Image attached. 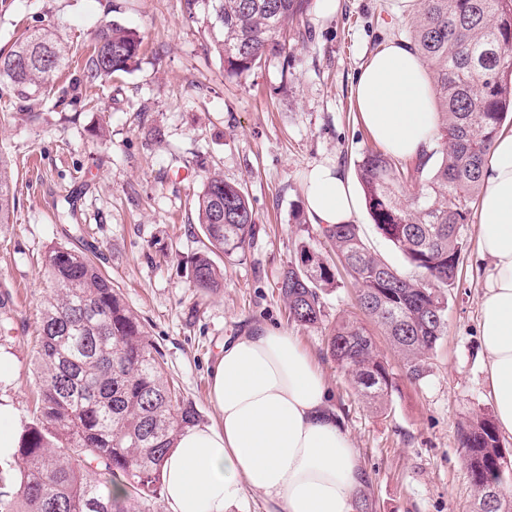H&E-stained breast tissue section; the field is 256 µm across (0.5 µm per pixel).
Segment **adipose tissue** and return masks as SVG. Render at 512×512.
I'll return each mask as SVG.
<instances>
[{"label":"adipose tissue","instance_id":"adipose-tissue-1","mask_svg":"<svg viewBox=\"0 0 512 512\" xmlns=\"http://www.w3.org/2000/svg\"><path fill=\"white\" fill-rule=\"evenodd\" d=\"M353 94L380 147L402 159L430 148L434 88L405 42L373 53ZM482 179L478 250L489 270L480 336L497 423L512 436V132L498 134ZM304 190L314 224L355 220L356 190L336 164L311 167ZM209 398L216 423L183 429L164 460L165 512H230L248 489L278 512H355L366 479L359 450L295 337L264 328L225 340Z\"/></svg>","mask_w":512,"mask_h":512}]
</instances>
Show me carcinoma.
I'll list each match as a JSON object with an SVG mask.
<instances>
[{"label": "carcinoma", "instance_id": "obj_1", "mask_svg": "<svg viewBox=\"0 0 512 512\" xmlns=\"http://www.w3.org/2000/svg\"><path fill=\"white\" fill-rule=\"evenodd\" d=\"M310 0H186L201 7L213 47L228 76L250 73L282 56L288 25ZM432 78L437 136L429 155L398 159L368 149L356 162L365 204L377 232L403 256L407 275L372 252L356 224L321 230L328 257L300 241L279 282L291 320L323 323L321 293L348 277L361 317L326 326L327 355L376 410L394 388L389 363L363 319L384 331L406 377L428 376V356L447 329V291L459 272L468 223L480 197L482 172L494 140L512 112V0H420L409 36ZM142 41L116 21L100 25L83 66L87 82L131 72ZM70 50L49 28L26 31L0 49V90L21 110H33L68 65ZM11 160L0 155V228L15 210ZM417 188L415 201H401ZM204 250L194 284L209 293L224 286L218 258L242 256L260 231L244 187L214 171L196 195ZM50 287L38 340L40 392L33 422L23 430L15 460H0V512H128L130 495L145 512L164 498L162 465L178 433L197 412L177 395L161 353L96 256L67 246L45 255ZM460 447L478 502L512 512L505 485L512 455L491 417L460 429Z\"/></svg>", "mask_w": 512, "mask_h": 512}]
</instances>
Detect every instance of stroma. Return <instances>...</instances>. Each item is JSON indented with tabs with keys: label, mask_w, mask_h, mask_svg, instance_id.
<instances>
[{
	"label": "stroma",
	"mask_w": 512,
	"mask_h": 512,
	"mask_svg": "<svg viewBox=\"0 0 512 512\" xmlns=\"http://www.w3.org/2000/svg\"><path fill=\"white\" fill-rule=\"evenodd\" d=\"M324 14L310 0L271 57L230 77L211 50L202 18L185 0H0V48L26 29L55 30L75 62L58 77L71 86L104 21L133 27L143 40L130 73L88 88L93 106L43 103L41 116L0 123V151L15 170L17 208L0 229V293L12 300L0 348L15 358L6 391L19 425L32 419L39 381L35 341L49 294L41 268L54 245L96 253L129 307L144 321L165 369L211 424L210 370L224 340L260 327L296 336L324 377L366 471L372 512H474L476 491L459 444L462 424L494 411L489 365L479 336L487 265L478 254V220L448 290L447 333L429 358L430 373L411 383L399 357L377 337L396 388L386 412L369 407L325 355L323 326L291 322L278 281L306 239L329 253L317 225L294 223L305 211L304 173L330 161L348 177L374 142L353 98L360 66L390 39H405L415 0H335ZM109 138L99 141V125ZM220 170L242 184L261 231L245 255L224 263V285L197 291L192 266L203 249L195 198Z\"/></svg>",
	"instance_id": "35a3bbf8"
}]
</instances>
